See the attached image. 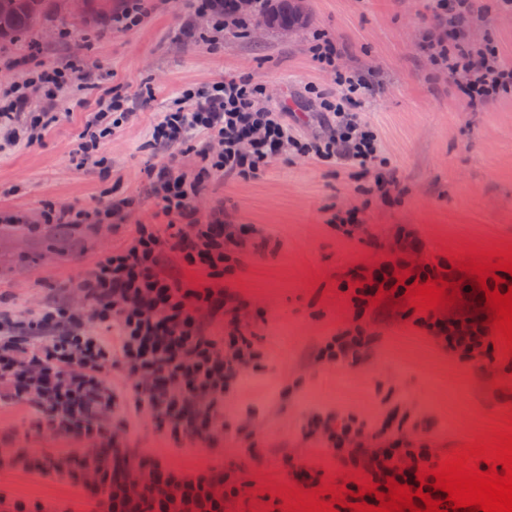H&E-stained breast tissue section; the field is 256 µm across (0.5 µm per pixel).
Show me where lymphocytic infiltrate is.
Segmentation results:
<instances>
[{
    "instance_id": "lymphocytic-infiltrate-1",
    "label": "lymphocytic infiltrate",
    "mask_w": 512,
    "mask_h": 512,
    "mask_svg": "<svg viewBox=\"0 0 512 512\" xmlns=\"http://www.w3.org/2000/svg\"><path fill=\"white\" fill-rule=\"evenodd\" d=\"M188 6L191 15L210 16L228 36H239L246 22L234 0H189ZM430 9L443 34L431 59L449 73L468 74L459 88L468 110L512 87V61L495 46L457 57L448 53L449 45L466 39L470 0H432ZM12 66L23 77L0 92V144L31 146L59 121L52 107L84 63L41 62L32 72L23 59ZM334 81L338 96L319 91L308 102L320 127L311 139L299 138L286 110L248 78H217L183 91L150 125L148 144L195 154L200 163L191 171L177 157L145 166L159 203L157 223L127 227L133 202L121 196L92 215L72 206L44 207L37 225L89 222L110 235L125 227L129 241L103 249L42 304L0 309V403L25 407L38 431L69 441L47 454L18 445L13 431L1 429L0 471L53 477L85 490L93 512H224L226 501L238 496L237 480L223 467L175 470L141 448L129 426L144 420L169 447L223 454L224 406L267 357L224 279L246 258L262 254L269 238L257 225L230 219L223 201H212L205 211L197 201L216 178L254 179L291 155L342 164L357 176L385 164L377 134L358 117L365 80L339 71ZM134 115L120 86L99 98L78 135V167L110 178L102 145ZM420 249L419 239L406 231L396 238L395 260L350 272L355 308L364 309L379 294L387 300L401 296L397 278L405 273L422 282L447 279L440 261L410 267L409 256ZM457 293V317L436 319L429 329L471 362L482 354L485 293L468 280ZM369 353L368 337L345 330L324 342L315 359L353 365ZM112 369L120 383L109 381ZM432 426L429 417L399 406L371 425L335 411L313 413L300 426V451L282 453L281 462L289 477L307 487L320 477L307 461L311 452L365 472L373 482L391 477L412 486L417 467L436 465Z\"/></svg>"
}]
</instances>
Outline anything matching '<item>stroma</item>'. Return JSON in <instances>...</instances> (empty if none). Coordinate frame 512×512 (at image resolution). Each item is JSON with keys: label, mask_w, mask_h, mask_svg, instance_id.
<instances>
[{"label": "stroma", "mask_w": 512, "mask_h": 512, "mask_svg": "<svg viewBox=\"0 0 512 512\" xmlns=\"http://www.w3.org/2000/svg\"><path fill=\"white\" fill-rule=\"evenodd\" d=\"M146 6L145 21L128 30L93 21L79 27L62 14L24 40L0 45V60L34 53L57 63L80 51L88 60L84 75L61 93L57 109L65 117L45 141L0 152V211L33 217L52 202L91 212L114 193L133 199L132 223H152L156 201L143 168L146 160L160 163L166 155L148 146V123L181 88L219 76H248L265 85L273 100L291 108L298 135L312 138L317 124L305 90L334 88L309 50L314 34L323 33L341 52L339 67L358 71L372 86L360 117L384 146L402 202L390 208L367 199L347 169L298 156L273 163L256 179L213 182L209 198L223 199L237 220L261 225L277 244L273 252L245 259L225 282L251 311L250 325L268 353L266 369L247 377L226 416L254 413L261 438L293 445L309 413L332 409L371 424L403 402L433 419L439 460L461 446L491 442L512 422V359L496 346L484 360L461 365L421 325V313L406 298L362 317L375 340L368 362L323 367L305 356L351 323L342 281L352 268L392 259L400 228L423 240L418 264L512 245V93L480 112L464 107L453 81L434 73L419 48L423 37L436 35L428 0H304L305 21L292 38L263 27L257 14L245 36L221 40L215 50L205 41H175L190 20L199 32L210 31L206 19H190L185 0H146ZM475 6L471 42L494 37L512 58V8H500L499 0H475ZM64 28L77 29V37L60 40ZM114 85L135 100L138 115L105 145L112 166L106 182L78 168L73 156L96 100ZM357 210L365 214L366 234L349 238L329 222L333 213ZM102 245L90 224L71 232H29L0 223V299L48 296L52 286L92 265ZM286 385L295 392L281 409L277 400ZM132 433L173 468L220 465L236 474L243 490L228 503L229 512H274L276 488L294 485L279 457L255 463L231 437L223 455L212 456L167 447L144 421L133 423ZM0 490L49 501L85 498L82 490L19 473L0 472Z\"/></svg>", "instance_id": "1"}]
</instances>
